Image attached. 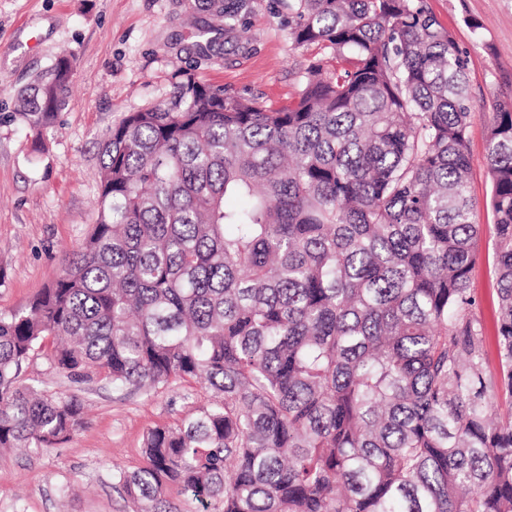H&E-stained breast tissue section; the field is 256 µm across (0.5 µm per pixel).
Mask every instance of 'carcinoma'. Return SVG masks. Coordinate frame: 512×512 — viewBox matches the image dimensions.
<instances>
[{
  "mask_svg": "<svg viewBox=\"0 0 512 512\" xmlns=\"http://www.w3.org/2000/svg\"><path fill=\"white\" fill-rule=\"evenodd\" d=\"M243 0H226L224 29ZM306 69L277 108L181 73L108 133L97 224L26 308L0 312V448L44 451L83 401L19 385L195 381L209 404L114 474L136 512H512V102L486 162L498 370L470 274L467 62L424 0H292ZM53 65L19 116L69 104Z\"/></svg>",
  "mask_w": 512,
  "mask_h": 512,
  "instance_id": "carcinoma-1",
  "label": "carcinoma"
}]
</instances>
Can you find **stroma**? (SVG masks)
<instances>
[{
    "label": "stroma",
    "mask_w": 512,
    "mask_h": 512,
    "mask_svg": "<svg viewBox=\"0 0 512 512\" xmlns=\"http://www.w3.org/2000/svg\"><path fill=\"white\" fill-rule=\"evenodd\" d=\"M467 58L472 117L471 196L477 221H492L486 139L492 106L512 98V0H425ZM224 23V0H0V311L26 307L61 272L97 218L101 144L131 112L165 100L176 72L278 107L297 94L308 65L329 50L295 45L288 0H246L235 30L213 42L200 30ZM74 56L70 103L41 139L17 113V94L62 53ZM497 371V279L483 241L470 279ZM20 384L76 394L85 424L46 451H0V512H132L113 488L115 470L144 463L146 432L173 427L213 398L196 382L116 392L95 378L74 383L44 357Z\"/></svg>",
    "instance_id": "35a3bbf8"
}]
</instances>
